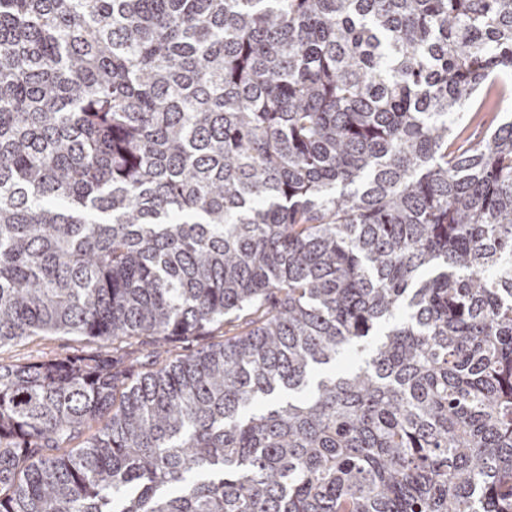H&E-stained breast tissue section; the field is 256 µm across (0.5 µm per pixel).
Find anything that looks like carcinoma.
<instances>
[{"label":"carcinoma","instance_id":"1","mask_svg":"<svg viewBox=\"0 0 512 512\" xmlns=\"http://www.w3.org/2000/svg\"><path fill=\"white\" fill-rule=\"evenodd\" d=\"M501 72L512 0H0V350L100 343L0 363V512H512ZM480 119H477L472 124H468V120H465L462 127H465L463 137L469 138L472 141H479L483 139L485 134L490 128L499 125L506 118L512 119V95L500 98L497 105L488 111ZM87 345L81 337L71 334L35 336L18 345L2 349L0 362L11 364L18 361L45 360Z\"/></svg>","mask_w":512,"mask_h":512}]
</instances>
